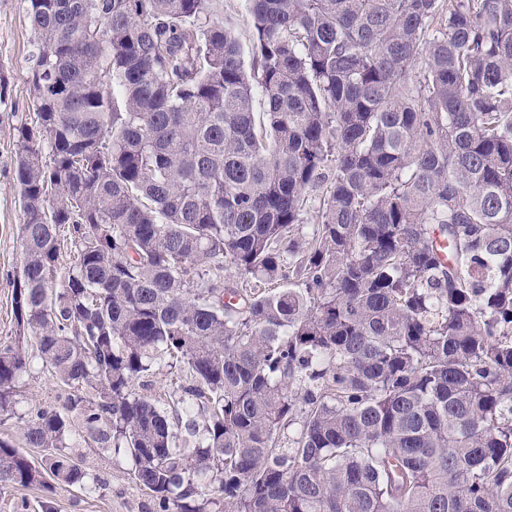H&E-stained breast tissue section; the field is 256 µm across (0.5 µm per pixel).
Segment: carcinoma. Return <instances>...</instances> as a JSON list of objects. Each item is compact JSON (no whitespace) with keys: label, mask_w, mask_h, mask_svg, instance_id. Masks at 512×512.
<instances>
[{"label":"carcinoma","mask_w":512,"mask_h":512,"mask_svg":"<svg viewBox=\"0 0 512 512\" xmlns=\"http://www.w3.org/2000/svg\"><path fill=\"white\" fill-rule=\"evenodd\" d=\"M248 3L250 73L221 0H28L0 423L65 403L0 495L95 444L155 512H512V0ZM21 384L24 386V396L17 406V413L24 419L40 407L62 408L65 401L63 392L38 371L25 375Z\"/></svg>","instance_id":"1"}]
</instances>
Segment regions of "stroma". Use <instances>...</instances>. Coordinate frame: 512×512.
<instances>
[{"label":"stroma","mask_w":512,"mask_h":512,"mask_svg":"<svg viewBox=\"0 0 512 512\" xmlns=\"http://www.w3.org/2000/svg\"><path fill=\"white\" fill-rule=\"evenodd\" d=\"M36 35L27 16L26 0H0V336L15 329L8 274L22 261L19 227L23 222L20 189L14 168L13 128L32 114L29 83L30 57ZM24 395L15 418L0 425V438L20 444L22 426L40 407L62 408L63 392L43 374L22 378ZM87 464L100 474L106 487L88 493L78 488L57 491V512H153V502L132 481L121 458L99 451L86 455Z\"/></svg>","instance_id":"obj_1"}]
</instances>
